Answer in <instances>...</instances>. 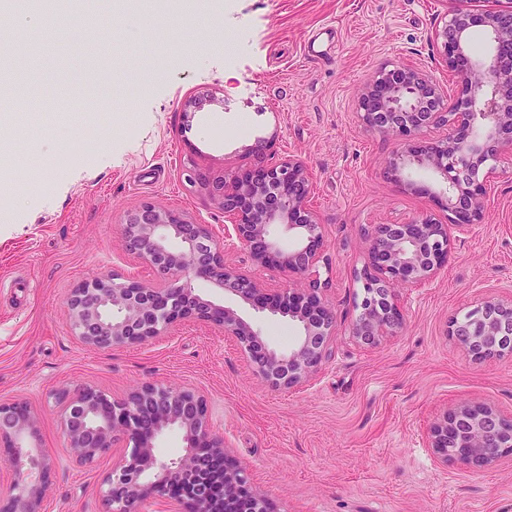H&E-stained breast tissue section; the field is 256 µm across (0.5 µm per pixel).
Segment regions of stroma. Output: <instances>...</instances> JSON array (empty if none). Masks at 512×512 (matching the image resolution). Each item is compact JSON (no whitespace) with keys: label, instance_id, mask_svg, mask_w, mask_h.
<instances>
[{"label":"stroma","instance_id":"1","mask_svg":"<svg viewBox=\"0 0 512 512\" xmlns=\"http://www.w3.org/2000/svg\"><path fill=\"white\" fill-rule=\"evenodd\" d=\"M99 0L113 27L81 24L61 49L48 19L16 14L32 44L44 100L73 91L66 114L0 115V399L38 414L37 444L54 461L43 512H103L111 457L73 463L55 392L93 386L110 398L145 383L191 387L229 454L275 512H512V457L476 471L441 464L427 432L464 403L512 414V355L473 358L448 320L484 296L512 300V158L496 163L483 220L451 231L448 262L428 285L400 289L405 325L367 348L349 334L362 288L364 229L423 214L444 218L440 185L423 169L389 171L399 141L363 126L358 98L373 73L405 65L451 88L432 33L443 0H187L182 38L156 43ZM117 45L120 64L93 82L89 51ZM217 104L183 114L190 98ZM111 101L105 117L95 104ZM313 170L312 205L325 248L310 271L336 313L334 356L309 382L267 385L232 338L184 322L146 345L100 351L71 332L66 299L101 276L152 280L126 252L125 215L150 202L184 210L223 238L225 218L182 179L187 162L233 175L287 156ZM195 291L235 309L283 352L301 331L199 280Z\"/></svg>","mask_w":512,"mask_h":512}]
</instances>
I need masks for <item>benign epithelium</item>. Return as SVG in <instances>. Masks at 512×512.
<instances>
[{"label":"benign epithelium","instance_id":"benign-epithelium-1","mask_svg":"<svg viewBox=\"0 0 512 512\" xmlns=\"http://www.w3.org/2000/svg\"><path fill=\"white\" fill-rule=\"evenodd\" d=\"M490 35L485 57L468 47L475 29ZM440 65L456 85L448 92L426 71L393 66L380 68L359 100L362 123L406 139L395 169L426 166L444 190L448 220L422 215L405 224H373L365 232L368 256L357 273L362 296L350 326L358 343L373 346L397 334L404 325L398 286L431 282L448 259V227L467 232L481 223L488 161L512 154V0H446L441 26ZM428 129L439 134L419 141ZM182 175L194 192L224 212L230 223L219 242L208 225L187 212L145 203L123 220L125 250L155 274L150 283L101 277L73 289L67 305L71 329L78 339L100 350L144 344L168 335L174 325L196 321L232 336L244 349L257 374L271 387L290 389L312 379L333 356L330 343L336 316L323 301L325 284L308 279L299 289L271 288L229 265L224 253L240 248L258 266L290 277H304L319 262L325 243L322 224L311 206L313 173L300 158L259 162L241 175H216L189 161ZM282 224L299 236V246L281 251L270 228ZM181 247L170 248V239ZM214 284L257 310L297 321L301 336L286 353L262 347L258 332L234 310L204 300L193 281ZM448 335L472 356L512 353V301L494 297L448 323ZM37 414L16 400H0V447L13 461L0 475V508L6 512H40L49 489L53 460L32 445ZM60 424L75 460L91 464L123 444L100 495L106 512H146L148 498L165 512H223L241 498L253 502L251 512H273L254 490L245 468L230 460L224 438L210 430L207 407L191 388L170 390L147 383L117 401L85 387L62 402ZM177 425L189 448L178 459L153 453V439ZM428 447L444 462L456 459L474 469L493 467L512 456V416L487 404H464L447 411L429 429Z\"/></svg>","mask_w":512,"mask_h":512}]
</instances>
